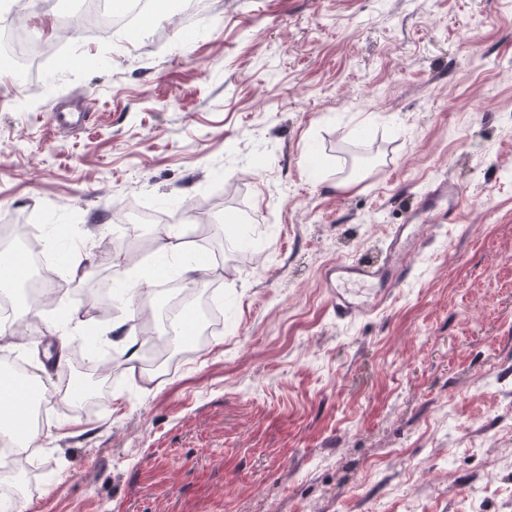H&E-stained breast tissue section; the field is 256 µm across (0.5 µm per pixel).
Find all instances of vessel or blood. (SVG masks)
<instances>
[{"instance_id":"b4317fda","label":"vessel or blood","mask_w":512,"mask_h":512,"mask_svg":"<svg viewBox=\"0 0 512 512\" xmlns=\"http://www.w3.org/2000/svg\"><path fill=\"white\" fill-rule=\"evenodd\" d=\"M462 202L459 186L440 182L421 202L422 214L441 224L455 223ZM405 226L393 228L389 258L380 264L339 261L328 267L323 282L330 292L337 318L350 319L366 313L372 297L387 301L407 275V269L396 260L407 240Z\"/></svg>"}]
</instances>
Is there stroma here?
Returning <instances> with one entry per match:
<instances>
[{
  "label": "stroma",
  "mask_w": 512,
  "mask_h": 512,
  "mask_svg": "<svg viewBox=\"0 0 512 512\" xmlns=\"http://www.w3.org/2000/svg\"><path fill=\"white\" fill-rule=\"evenodd\" d=\"M145 34L75 28L40 0L24 25L52 52L27 88L0 81V225L37 238L67 318L19 313L45 386L74 368L66 321L96 328L112 380L94 407H49L26 485L32 512H512V0H199ZM84 131L59 132L65 102ZM362 175L337 190L348 173ZM457 223L418 229L409 272L373 313L337 319L322 275L381 256L441 180ZM252 250L211 271L222 320L174 363L128 361L134 313L104 285L141 255L183 278L154 225ZM497 382L486 383L487 372Z\"/></svg>",
  "instance_id": "1"
}]
</instances>
